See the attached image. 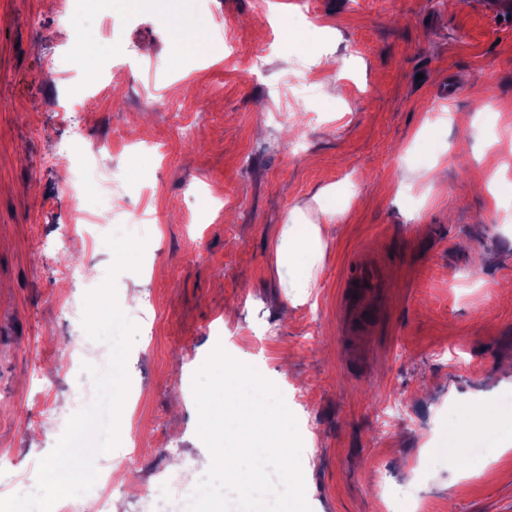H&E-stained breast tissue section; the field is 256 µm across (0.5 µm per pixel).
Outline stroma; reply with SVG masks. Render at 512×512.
I'll list each match as a JSON object with an SVG mask.
<instances>
[{"label":"stroma","instance_id":"obj_1","mask_svg":"<svg viewBox=\"0 0 512 512\" xmlns=\"http://www.w3.org/2000/svg\"><path fill=\"white\" fill-rule=\"evenodd\" d=\"M49 0H0V484L37 488L40 460L81 411L78 337L99 366L107 344L59 305L84 302L114 264L107 236L145 239L139 270L115 280L136 332L127 395L136 401L116 454L140 453L115 481L119 512H187L155 483L196 489L211 461L197 433L195 373L215 347L250 358L283 394L302 440L310 512H512V447L480 407L512 414V18L487 0H83L56 24ZM179 12L233 43L212 64L166 27ZM109 38L92 57L78 32ZM266 70L255 77L254 51ZM72 81L52 77L48 56ZM332 56L316 94L297 63ZM110 88L90 99L84 142L110 146L121 187L70 194L54 161L67 136L52 93L89 72ZM170 100L177 113L151 110ZM354 181L308 302L286 299L277 264L289 210L320 215L329 184ZM221 206L197 215L193 197ZM70 251L54 240L73 210ZM365 255L390 281L376 324L351 332L345 277ZM84 266L88 286L59 279ZM138 305H130V298ZM187 472H177V465Z\"/></svg>","mask_w":512,"mask_h":512}]
</instances>
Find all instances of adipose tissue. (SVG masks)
<instances>
[{
  "label": "adipose tissue",
  "instance_id": "obj_1",
  "mask_svg": "<svg viewBox=\"0 0 512 512\" xmlns=\"http://www.w3.org/2000/svg\"><path fill=\"white\" fill-rule=\"evenodd\" d=\"M166 25L176 42L184 49L217 60L223 55L220 45L208 42L199 27L187 22L182 16L167 17ZM349 188L329 185L321 188L315 200L324 216L321 223L312 222L301 208H293L283 224L277 247L278 265L288 271V286L293 303L306 302L314 286L311 270L318 264L330 237L337 208L335 198L349 195Z\"/></svg>",
  "mask_w": 512,
  "mask_h": 512
}]
</instances>
